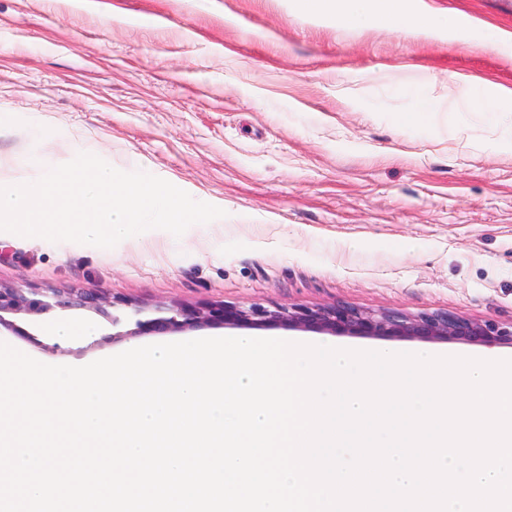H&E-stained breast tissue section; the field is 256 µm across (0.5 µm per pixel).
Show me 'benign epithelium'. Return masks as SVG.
Here are the masks:
<instances>
[{"label":"benign epithelium","instance_id":"benign-epithelium-1","mask_svg":"<svg viewBox=\"0 0 512 512\" xmlns=\"http://www.w3.org/2000/svg\"><path fill=\"white\" fill-rule=\"evenodd\" d=\"M91 308L104 312V300L92 293L80 292L73 297H58L53 301L29 299L11 289L0 288V325L7 324L4 314H42L58 309L62 312L74 308ZM167 315L148 320H136L132 334L165 332L197 327L201 324H233L240 328L256 324H275L286 322L306 328L329 332L333 335L365 336H466L485 345H494L505 336L512 337L507 331L493 323H477L454 314L424 315L409 319L395 314L381 316L366 315L347 307H332L322 310H282L270 311L256 307L248 309L215 304L208 307L183 310L165 309Z\"/></svg>","mask_w":512,"mask_h":512}]
</instances>
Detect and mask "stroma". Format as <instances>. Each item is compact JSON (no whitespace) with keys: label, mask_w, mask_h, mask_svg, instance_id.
Instances as JSON below:
<instances>
[{"label":"stroma","mask_w":512,"mask_h":512,"mask_svg":"<svg viewBox=\"0 0 512 512\" xmlns=\"http://www.w3.org/2000/svg\"><path fill=\"white\" fill-rule=\"evenodd\" d=\"M512 32V0H406ZM512 91V57L442 31L337 25L293 0H0V179L19 173L47 127L48 165L92 148L223 218L181 237L150 230L111 249L0 237V286L38 298L90 292L86 308L14 315L0 338L27 355L82 363L133 344L224 325L113 338L137 308L224 303L268 310L346 306L410 319L451 313L512 327V112L489 118L463 96ZM440 110L407 127L412 92ZM92 335L50 352L46 325ZM364 347L486 346L461 338L344 335Z\"/></svg>","instance_id":"1"}]
</instances>
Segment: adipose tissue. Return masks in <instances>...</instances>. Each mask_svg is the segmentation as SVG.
Returning <instances> with one entry per match:
<instances>
[{"label":"adipose tissue","instance_id":"adipose-tissue-1","mask_svg":"<svg viewBox=\"0 0 512 512\" xmlns=\"http://www.w3.org/2000/svg\"><path fill=\"white\" fill-rule=\"evenodd\" d=\"M296 8L303 14L333 13L338 22L352 24L369 19L395 28L415 23L426 28H447L449 35L461 38H476L480 42L512 56V34H504L494 26L479 28L462 27L458 18L448 17L439 21L431 16H414L405 12L402 0H295Z\"/></svg>","mask_w":512,"mask_h":512}]
</instances>
